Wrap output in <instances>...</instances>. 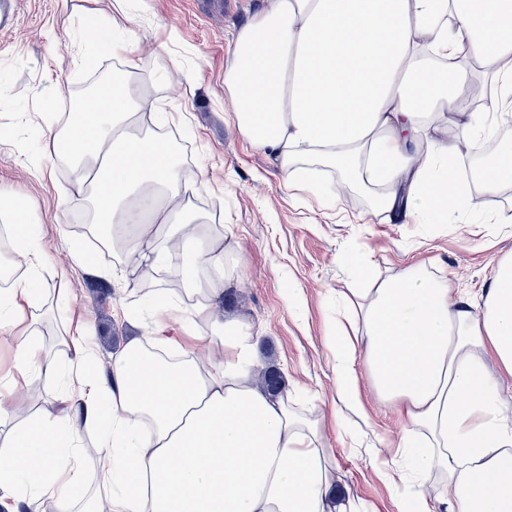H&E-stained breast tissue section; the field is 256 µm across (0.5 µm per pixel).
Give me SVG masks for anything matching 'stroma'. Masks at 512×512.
<instances>
[{
    "mask_svg": "<svg viewBox=\"0 0 512 512\" xmlns=\"http://www.w3.org/2000/svg\"><path fill=\"white\" fill-rule=\"evenodd\" d=\"M263 5L221 0L213 9L204 0H133L132 28L143 47L140 71L152 84V98L177 115L163 130L178 132L187 143L188 169L207 170L196 206L216 225L232 228L224 247L234 316L264 333L288 389L321 418L336 484L349 490L356 512H399L393 487L378 469L405 467L399 445L409 424L377 398L365 377L363 412L340 402L330 349L336 298L347 288L355 260L380 276L424 260L452 294H477L497 263L512 259V185L481 198L478 224L392 222L366 196L342 192L335 175L325 181L337 199L331 208L282 186L269 158L224 119L234 108L224 91L231 42ZM89 7L88 0H23L14 30L0 34V190L30 204L50 257L41 276L46 313L37 330L59 365L54 375L31 373L27 386L9 397L13 428L62 400L77 401L69 331L89 325L97 363H111L147 334L143 319L118 317V309L133 308L135 298L152 288L167 286L176 297L183 288L175 277H147L133 266L124 279L113 280L98 255L86 268L73 267L75 246L84 240L74 227L87 217L89 198L72 187L66 162L53 158L47 125L64 124L85 88L120 66L101 50L112 31L108 0H101V16H87Z\"/></svg>",
    "mask_w": 512,
    "mask_h": 512,
    "instance_id": "35a3bbf8",
    "label": "stroma"
}]
</instances>
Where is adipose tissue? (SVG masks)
<instances>
[{
	"label": "adipose tissue",
	"mask_w": 512,
	"mask_h": 512,
	"mask_svg": "<svg viewBox=\"0 0 512 512\" xmlns=\"http://www.w3.org/2000/svg\"><path fill=\"white\" fill-rule=\"evenodd\" d=\"M104 46L121 62L123 89L79 103L55 137L70 144L73 182L92 197L93 223L111 230L113 253L150 275L193 251V302L183 308L153 289L147 341L118 354L107 377L88 370L87 329L71 335L82 347L80 404L46 411L0 443V504L72 512L81 436L94 428L110 512H348L319 422L257 379L261 331L216 313L224 252L211 216L191 203L206 175L185 169L158 133L169 114L146 110L138 39L123 27ZM230 54L232 123L284 185L322 203L326 189L310 176L338 171L404 224L475 210L443 126L453 116L466 138H489L512 120V0H266ZM477 61L494 88L481 112L472 107ZM27 213L25 201L0 194V220L28 269L0 290L1 330L26 325L42 302L47 257ZM165 317L180 335H165ZM216 343L221 362L200 364L196 350ZM331 349L342 401L361 409L367 374L409 421L404 447L418 439L428 449L415 478L441 489L403 488L405 512H512V414L484 361L493 356L512 377V259L474 298L451 296L422 263L351 289ZM36 368L58 364L29 332L9 386Z\"/></svg>",
	"instance_id": "adipose-tissue-1"
}]
</instances>
